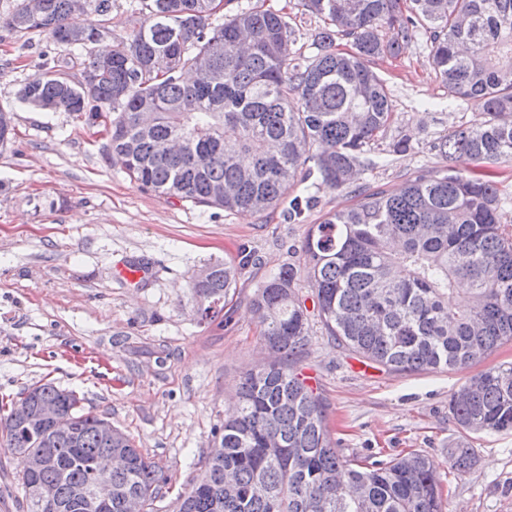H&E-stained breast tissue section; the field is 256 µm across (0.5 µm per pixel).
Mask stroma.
Instances as JSON below:
<instances>
[{
    "mask_svg": "<svg viewBox=\"0 0 512 512\" xmlns=\"http://www.w3.org/2000/svg\"><path fill=\"white\" fill-rule=\"evenodd\" d=\"M269 8L286 13L292 51L312 55L324 22L302 0H232L225 12ZM55 54L44 36L0 22V109L15 117L14 138L0 148V397L48 380L77 391L162 466L167 510L198 475L243 374L268 360L251 311L258 286L303 264L308 225L353 199L321 189L305 223L291 224L279 208L229 212L143 191L83 122L18 102L20 83ZM379 71L393 121L371 150L382 166L357 181L396 190L417 170L443 168L435 142L472 124L478 109L449 98L423 29ZM400 139L406 152L393 150ZM242 247L254 251L255 264L239 276L223 315L197 322L193 278ZM123 264L144 269L136 286L116 278ZM510 362L507 342L462 370L393 373L337 346L315 321L298 367L325 403L342 460L416 451L433 463L448 512H512V432H464L448 410L470 377ZM462 442L474 464L459 473L448 451ZM24 468L22 455L0 452V512H27Z\"/></svg>",
    "mask_w": 512,
    "mask_h": 512,
    "instance_id": "obj_1",
    "label": "stroma"
}]
</instances>
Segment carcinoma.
Listing matches in <instances>:
<instances>
[{"instance_id": "1", "label": "carcinoma", "mask_w": 512, "mask_h": 512, "mask_svg": "<svg viewBox=\"0 0 512 512\" xmlns=\"http://www.w3.org/2000/svg\"><path fill=\"white\" fill-rule=\"evenodd\" d=\"M24 2L5 24L44 35L60 52L20 84L19 101L100 128L112 159L145 191L226 211L262 213L286 201L288 220L303 223L317 190L348 186L356 168L375 165L368 149L393 115L376 65L418 26L448 96L478 108L471 126L434 148L454 162L512 165V0H410L407 14L401 0H304L330 22L308 57L291 54L286 16L216 12L231 0H133L130 33L105 55L93 49L100 28L82 25L71 0H41L36 15ZM338 36L352 50L337 52ZM146 102L155 112L148 125L139 115ZM12 131L13 113L0 109L1 147ZM511 226L496 182L454 167L413 174L395 191L366 187L352 206L309 225L304 264L281 268L252 299L260 340L278 347L280 362L245 372L202 480L177 496L174 512H445L420 453L339 462L322 398L296 364L313 315L340 346L403 373L464 369L512 341ZM253 259L243 248L203 268L191 285L199 320L219 314ZM462 280L470 304L451 310L448 293ZM462 390L470 399L453 398L449 410L463 430L512 431V363ZM21 394L59 402L62 426L26 430L3 398L0 441L52 460L22 476L28 512H66L106 451L99 415L52 381ZM112 449L131 460L112 473V499L140 493L155 512L167 485L161 466L119 429Z\"/></svg>"}]
</instances>
